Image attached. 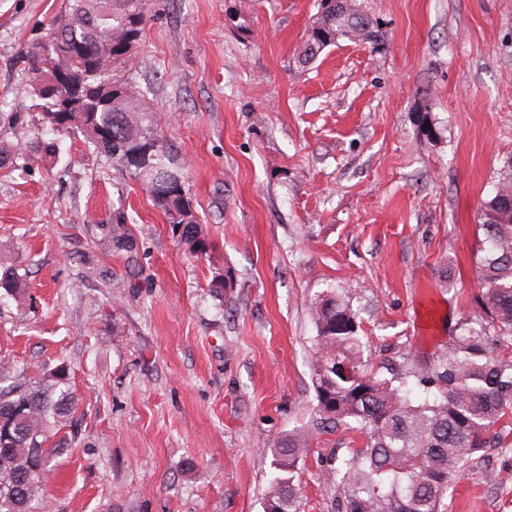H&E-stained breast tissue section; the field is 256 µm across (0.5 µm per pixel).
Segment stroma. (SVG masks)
<instances>
[{"mask_svg": "<svg viewBox=\"0 0 512 512\" xmlns=\"http://www.w3.org/2000/svg\"><path fill=\"white\" fill-rule=\"evenodd\" d=\"M378 42L297 50L316 0H149L121 69L183 166L190 253L134 176L52 133L26 56L65 0H0V361L77 399L41 512H262L273 442L314 417L310 306L345 289L374 372L479 318L478 216L512 156V0H360ZM56 152H29L36 139ZM230 272L223 295L209 288ZM437 307L431 336L416 319ZM362 444L314 429L303 512ZM444 512H512V431Z\"/></svg>", "mask_w": 512, "mask_h": 512, "instance_id": "stroma-1", "label": "stroma"}]
</instances>
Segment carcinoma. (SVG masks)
<instances>
[{"mask_svg":"<svg viewBox=\"0 0 512 512\" xmlns=\"http://www.w3.org/2000/svg\"><path fill=\"white\" fill-rule=\"evenodd\" d=\"M320 17L298 50L301 64L344 38L379 31L357 0L336 15L320 0ZM147 0H67L49 41L29 52L35 81L49 67L68 72L79 112H56V97L34 88L50 128L77 130L112 163L133 174L167 222L180 229L190 251L206 242L186 196L183 168L157 133L159 119L145 94L118 75L145 20ZM112 38V54L98 57V42ZM483 248L475 262L484 320L459 323L448 349L433 362L411 364L410 374L432 397L415 403L395 378H382L364 360L357 313L343 292L331 289L312 304L317 331L311 356L316 422L344 426L363 438L336 469L344 497L341 512H441L451 481L474 455L502 444L493 428L512 422V360L492 354L496 338L512 341V156L498 171L494 191L482 203ZM18 410L0 439V512H40L53 458L49 447L72 418L75 399L66 368L30 381L15 366H0V414ZM309 431L296 429L272 449L277 475L264 497V512H301L295 483Z\"/></svg>","mask_w":512,"mask_h":512,"instance_id":"cac0c4a2","label":"carcinoma"}]
</instances>
